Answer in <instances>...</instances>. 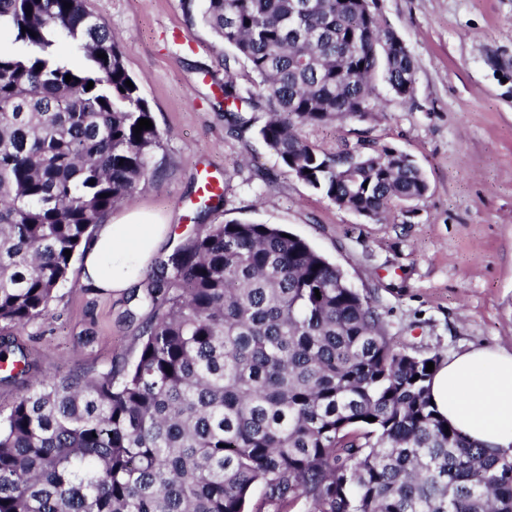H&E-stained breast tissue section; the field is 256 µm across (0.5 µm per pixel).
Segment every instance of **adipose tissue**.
Listing matches in <instances>:
<instances>
[{"label":"adipose tissue","mask_w":512,"mask_h":512,"mask_svg":"<svg viewBox=\"0 0 512 512\" xmlns=\"http://www.w3.org/2000/svg\"><path fill=\"white\" fill-rule=\"evenodd\" d=\"M167 225L145 211L98 225L84 246L83 283L103 293L139 283L167 240ZM435 409L471 443L512 453V351L478 347L443 363L430 383Z\"/></svg>","instance_id":"obj_1"}]
</instances>
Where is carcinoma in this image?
Instances as JSON below:
<instances>
[{
    "instance_id": "1",
    "label": "carcinoma",
    "mask_w": 512,
    "mask_h": 512,
    "mask_svg": "<svg viewBox=\"0 0 512 512\" xmlns=\"http://www.w3.org/2000/svg\"><path fill=\"white\" fill-rule=\"evenodd\" d=\"M314 3L200 0L253 76L224 81V119L239 135L240 105L266 112L258 134L291 175L379 221L428 193L414 160L328 153L302 129L368 119L378 75L412 99L416 64L365 0ZM1 28L20 51L0 52V385L26 391L0 411V512H512V454L431 404L440 356L397 346L376 299L276 225L211 224L159 260L134 362L33 371L16 330L156 174L162 134H135L153 112L84 0H0Z\"/></svg>"
}]
</instances>
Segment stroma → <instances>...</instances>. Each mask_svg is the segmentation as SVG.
I'll return each mask as SVG.
<instances>
[{
    "label": "stroma",
    "mask_w": 512,
    "mask_h": 512,
    "mask_svg": "<svg viewBox=\"0 0 512 512\" xmlns=\"http://www.w3.org/2000/svg\"><path fill=\"white\" fill-rule=\"evenodd\" d=\"M85 5L116 36L163 135L158 173L130 203L169 222L174 241L161 255L209 224L278 225L376 297L390 336L406 350L444 362L483 345L512 351V0H377L415 60L413 99L394 98L380 81L368 120L307 127L303 135L327 152L367 141L415 160L428 193L379 221L290 175L257 135L265 112H254L252 130L228 133L219 87L226 74L246 86L252 75L244 62L225 66L232 49L187 14L184 0ZM177 30L191 48L174 44ZM207 176L226 184L223 197L200 193ZM154 278L149 270L127 292L103 294L73 267L49 316L21 337L50 372L132 362Z\"/></svg>",
    "instance_id": "1"
}]
</instances>
